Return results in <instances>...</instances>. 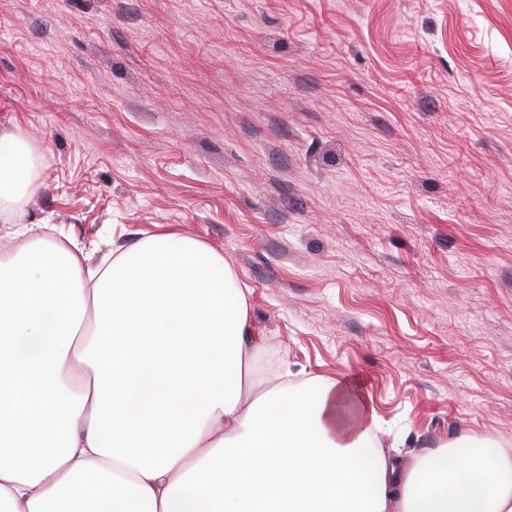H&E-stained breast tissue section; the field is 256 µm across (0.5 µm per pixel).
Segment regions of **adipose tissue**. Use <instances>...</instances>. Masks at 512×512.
Listing matches in <instances>:
<instances>
[{
	"instance_id": "ef3b65f1",
	"label": "adipose tissue",
	"mask_w": 512,
	"mask_h": 512,
	"mask_svg": "<svg viewBox=\"0 0 512 512\" xmlns=\"http://www.w3.org/2000/svg\"><path fill=\"white\" fill-rule=\"evenodd\" d=\"M0 135V201L34 189ZM262 338L223 256L176 233L84 269L43 243L0 260V512H512V448L409 459L344 379L258 391Z\"/></svg>"
}]
</instances>
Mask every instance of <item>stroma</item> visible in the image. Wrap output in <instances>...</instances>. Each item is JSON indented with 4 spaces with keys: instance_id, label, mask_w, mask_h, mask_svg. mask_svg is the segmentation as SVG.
<instances>
[{
    "instance_id": "obj_1",
    "label": "stroma",
    "mask_w": 512,
    "mask_h": 512,
    "mask_svg": "<svg viewBox=\"0 0 512 512\" xmlns=\"http://www.w3.org/2000/svg\"><path fill=\"white\" fill-rule=\"evenodd\" d=\"M0 132L8 255L200 240L263 388L351 378L393 454L512 448V0H0ZM31 149L16 134L0 135V201H14L34 187Z\"/></svg>"
}]
</instances>
